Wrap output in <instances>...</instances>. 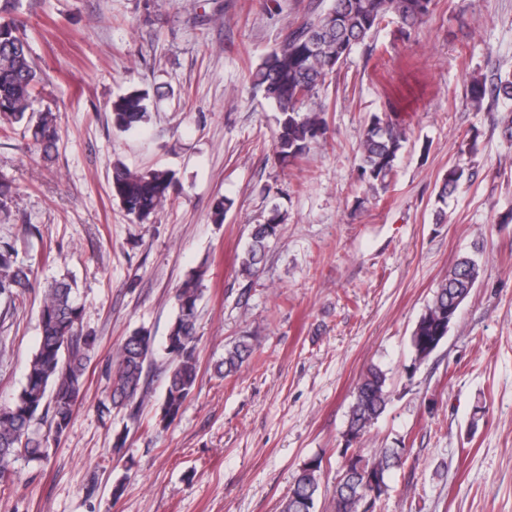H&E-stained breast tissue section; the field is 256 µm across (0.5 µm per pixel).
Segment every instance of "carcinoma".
Returning a JSON list of instances; mask_svg holds the SVG:
<instances>
[{"label": "carcinoma", "mask_w": 512, "mask_h": 512, "mask_svg": "<svg viewBox=\"0 0 512 512\" xmlns=\"http://www.w3.org/2000/svg\"><path fill=\"white\" fill-rule=\"evenodd\" d=\"M436 0H331L329 8L291 30L281 46L263 58L250 74V85L278 110L273 151L277 161L289 163L304 156L312 144L327 142L328 124L323 110H306L305 102L341 67L352 50L364 43L384 22L394 24L402 38L425 24L434 14ZM41 82L31 48L14 19L0 21V130L24 125L42 158L51 162L60 140L56 116L33 110ZM492 97L502 104L503 132L512 141V79L499 78L489 85L474 77L463 89V98L475 111ZM112 124L129 131L150 118L148 97L132 90L113 98ZM406 142V129L391 112L374 113L358 145V176L367 191L387 190L398 154ZM465 179V171L451 166L442 178L438 201L446 202ZM174 175L168 170H132L112 163L111 194L126 212L147 220L170 197ZM284 216L278 207L263 222L252 225L250 243L241 257L239 272L254 277L259 272L270 239L277 237ZM480 265L471 258L457 260L435 289L411 336L414 360L428 359L442 337L448 335V306L467 298L480 276ZM204 272L191 273L175 289L177 314L166 336L170 358L166 395L158 425L170 424L194 390L198 375L196 308L201 299ZM36 277L32 266L19 258L9 240L0 239V299L15 308L27 300ZM82 308L74 282L54 279L43 291L39 308V339L25 384L12 400L0 405V493L10 489L14 465L21 459H42L51 444L69 428L76 408L85 397L86 372L96 337L82 331ZM251 342L241 339L225 349L214 371L222 378L238 372L253 357ZM153 356V336L141 328L126 336L111 358L107 412H129L137 417L147 398L146 371ZM386 372L369 366L359 379L348 415L347 434L361 441L385 411L389 400ZM40 420L45 433L33 429ZM406 461L404 448H376L369 456L356 454L355 463L341 471L332 499L333 512H370L366 504L388 491L384 478ZM321 460L311 459L300 468L281 503L280 512H315L320 491Z\"/></svg>", "instance_id": "obj_1"}]
</instances>
